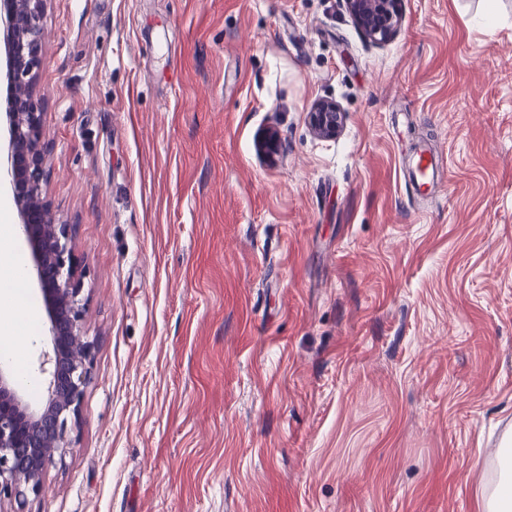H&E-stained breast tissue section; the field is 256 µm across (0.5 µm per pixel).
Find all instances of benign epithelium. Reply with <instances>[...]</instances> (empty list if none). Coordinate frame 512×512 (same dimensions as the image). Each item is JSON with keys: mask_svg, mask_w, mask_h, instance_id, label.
I'll use <instances>...</instances> for the list:
<instances>
[{"mask_svg": "<svg viewBox=\"0 0 512 512\" xmlns=\"http://www.w3.org/2000/svg\"><path fill=\"white\" fill-rule=\"evenodd\" d=\"M44 0H0V42L6 84L0 121L8 131V155L0 183L10 185L21 232L33 252L34 275L50 307L52 352L40 371L49 373L47 405L33 409L19 393L12 368L0 363V501L9 512H27L29 494H38L56 454L68 447V422L78 415L89 381L90 346L81 333V280L75 277L68 226L53 219L43 193L51 174L49 143L42 136V104L35 76L42 51ZM364 34L385 41L397 22L399 0H346ZM344 113L331 102L308 112L320 136L333 137Z\"/></svg>", "mask_w": 512, "mask_h": 512, "instance_id": "1", "label": "benign epithelium"}]
</instances>
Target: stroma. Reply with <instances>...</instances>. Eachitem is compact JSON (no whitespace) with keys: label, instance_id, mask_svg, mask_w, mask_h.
I'll return each instance as SVG.
<instances>
[{"label":"stroma","instance_id":"35a3bbf8","mask_svg":"<svg viewBox=\"0 0 512 512\" xmlns=\"http://www.w3.org/2000/svg\"><path fill=\"white\" fill-rule=\"evenodd\" d=\"M41 24L92 357L28 512H482L512 431V0H402L381 45L345 0H46ZM0 310L34 311L0 347L37 368L35 276ZM344 113L331 102L317 103L308 112L309 124L313 131L320 136L333 137L339 131Z\"/></svg>","mask_w":512,"mask_h":512}]
</instances>
